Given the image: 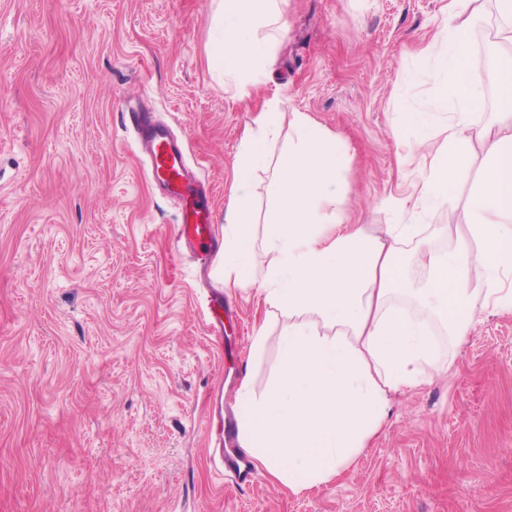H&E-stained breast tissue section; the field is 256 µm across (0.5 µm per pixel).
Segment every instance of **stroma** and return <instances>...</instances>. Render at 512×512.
Listing matches in <instances>:
<instances>
[{
    "mask_svg": "<svg viewBox=\"0 0 512 512\" xmlns=\"http://www.w3.org/2000/svg\"><path fill=\"white\" fill-rule=\"evenodd\" d=\"M448 0H288L265 76L240 98L212 68V0H0V512H512V312L463 340L432 318L436 380L397 394L381 431L331 482L300 495L237 486L210 450L215 385L264 387L281 313L185 263L169 276L177 205L148 180L126 102L187 145L224 215L247 127L265 101L348 150L339 216L375 233L402 209L423 152L394 113L433 110L425 50ZM504 22L484 0L468 67L497 88L484 46ZM419 74L403 82L406 71ZM468 190L420 218L455 239ZM236 314L220 358L199 308ZM265 329L262 356L251 338Z\"/></svg>",
    "mask_w": 512,
    "mask_h": 512,
    "instance_id": "stroma-1",
    "label": "stroma"
}]
</instances>
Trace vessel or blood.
Listing matches in <instances>:
<instances>
[{
    "label": "vessel or blood",
    "instance_id": "vessel-or-blood-1",
    "mask_svg": "<svg viewBox=\"0 0 512 512\" xmlns=\"http://www.w3.org/2000/svg\"><path fill=\"white\" fill-rule=\"evenodd\" d=\"M124 118L136 134L137 143L150 160V174L156 187L181 206V219L172 234V250L176 261L191 260L201 268H208L212 260L224 250V242L214 231L215 209L213 197L202 181L188 169L183 141L172 137L167 126L156 121L152 113L129 107ZM224 291L210 289L207 297L205 325L213 336L224 331ZM224 443L233 447L231 454L222 458L225 470L237 480L246 482L252 470L246 454L234 448L232 422L224 424Z\"/></svg>",
    "mask_w": 512,
    "mask_h": 512
}]
</instances>
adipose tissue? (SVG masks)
<instances>
[{"instance_id":"1","label":"adipose tissue","mask_w":512,"mask_h":512,"mask_svg":"<svg viewBox=\"0 0 512 512\" xmlns=\"http://www.w3.org/2000/svg\"><path fill=\"white\" fill-rule=\"evenodd\" d=\"M479 0H450L440 36L426 50L435 102L450 113L447 148L424 161L412 183L411 218L381 234L342 223L339 189L347 163L341 139L304 115L268 184L274 209L253 221V179L268 163L282 114L269 101L242 142L224 217V284L253 292L286 316L277 374L263 389L242 382L238 439L265 476L293 494L330 482L354 463L391 412L392 397L439 372L429 317L467 336L490 308L512 312V52L498 56L499 118L485 136L484 162L470 179L466 129L482 103L484 75L464 66L470 18ZM211 61L244 96L288 27V0H214ZM468 184L469 222L452 247L423 237L415 216L447 205ZM268 258L254 262L256 250ZM412 253L426 273L411 290L417 312L396 301L406 290L399 259Z\"/></svg>"}]
</instances>
